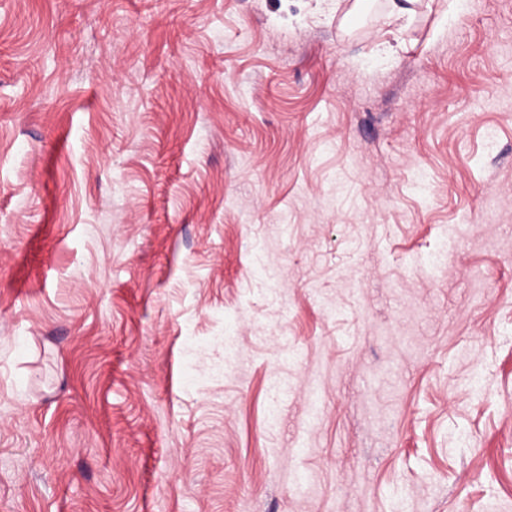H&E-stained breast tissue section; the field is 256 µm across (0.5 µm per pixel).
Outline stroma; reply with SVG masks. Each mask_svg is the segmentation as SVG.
Segmentation results:
<instances>
[{"mask_svg": "<svg viewBox=\"0 0 512 512\" xmlns=\"http://www.w3.org/2000/svg\"><path fill=\"white\" fill-rule=\"evenodd\" d=\"M0 512H512V0H0Z\"/></svg>", "mask_w": 512, "mask_h": 512, "instance_id": "35a3bbf8", "label": "stroma"}]
</instances>
